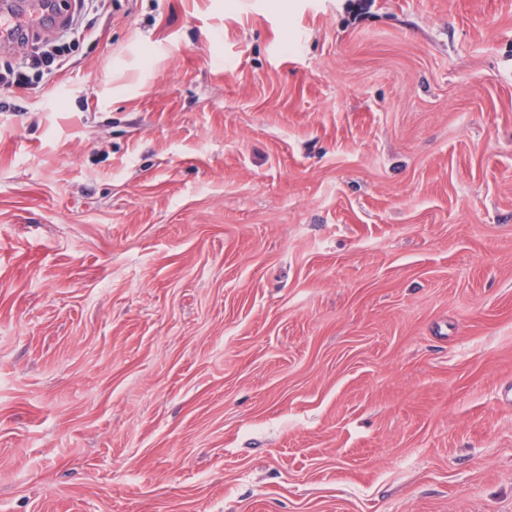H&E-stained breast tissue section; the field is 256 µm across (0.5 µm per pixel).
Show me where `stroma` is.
Masks as SVG:
<instances>
[{"label": "stroma", "instance_id": "stroma-1", "mask_svg": "<svg viewBox=\"0 0 512 512\" xmlns=\"http://www.w3.org/2000/svg\"><path fill=\"white\" fill-rule=\"evenodd\" d=\"M0 93V512H512V0H106Z\"/></svg>", "mask_w": 512, "mask_h": 512}]
</instances>
